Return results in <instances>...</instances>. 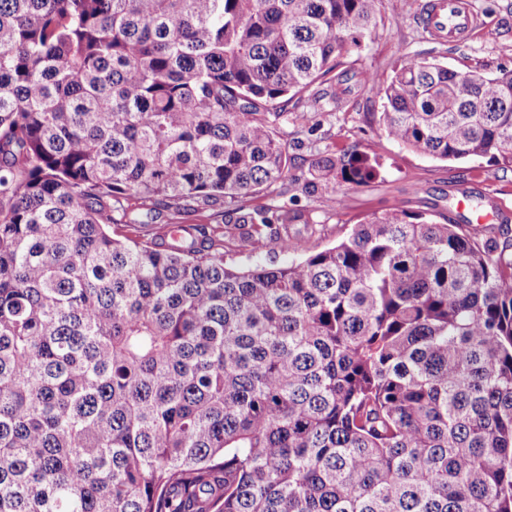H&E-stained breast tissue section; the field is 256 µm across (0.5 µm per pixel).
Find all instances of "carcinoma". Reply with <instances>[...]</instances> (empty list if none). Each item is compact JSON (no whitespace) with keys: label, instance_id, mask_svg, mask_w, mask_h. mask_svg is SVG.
I'll use <instances>...</instances> for the list:
<instances>
[{"label":"carcinoma","instance_id":"carcinoma-1","mask_svg":"<svg viewBox=\"0 0 512 512\" xmlns=\"http://www.w3.org/2000/svg\"><path fill=\"white\" fill-rule=\"evenodd\" d=\"M384 0H0V512H512V245L393 208L314 253L284 103ZM385 136L512 168V70L365 74ZM365 160L323 156L337 197ZM233 208L224 207V213H218L217 209H203L198 212L181 214H174L171 211L168 217L173 221L182 222V224H224V230H229L237 236L239 230L235 229L238 226L234 224L237 214L234 213ZM230 238H226L224 258L228 263L237 267L245 268L255 262H261L268 267H278L288 262V255L282 254L272 246L266 247L256 254L249 253L238 250L234 240Z\"/></svg>","mask_w":512,"mask_h":512}]
</instances>
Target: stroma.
<instances>
[{
    "label": "stroma",
    "instance_id": "stroma-1",
    "mask_svg": "<svg viewBox=\"0 0 512 512\" xmlns=\"http://www.w3.org/2000/svg\"><path fill=\"white\" fill-rule=\"evenodd\" d=\"M424 3L385 0L376 39L345 58L335 79L317 82L310 93L288 102V192H261L241 201L249 210L285 204L301 213L290 229L303 234L308 251L323 250L343 238L351 225L392 208L463 221L466 213L459 202L464 198L500 208L512 234V171L481 160L447 163L415 154L388 140L378 124L381 101L365 84V71L388 74L402 57L417 54L445 57L457 70L477 67L491 73L512 68V57L500 52L503 44L512 43V0H467L481 26L458 47L442 45L424 31ZM321 155L368 159L374 174L363 185H342L336 201L308 194L310 168ZM309 219L321 222L322 230L307 233Z\"/></svg>",
    "mask_w": 512,
    "mask_h": 512
}]
</instances>
